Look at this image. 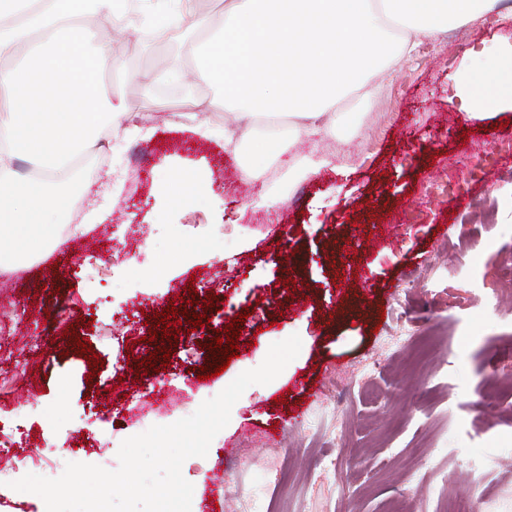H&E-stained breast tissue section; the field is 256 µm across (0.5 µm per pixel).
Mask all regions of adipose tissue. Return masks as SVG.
I'll return each mask as SVG.
<instances>
[{
  "label": "adipose tissue",
  "instance_id": "1",
  "mask_svg": "<svg viewBox=\"0 0 512 512\" xmlns=\"http://www.w3.org/2000/svg\"><path fill=\"white\" fill-rule=\"evenodd\" d=\"M116 0H0V46L25 42L26 58L0 67V269L27 258L57 233L68 209L66 194L51 186L69 179L102 132L121 130L123 102L104 95V73L115 67L114 31H133ZM497 0H230L224 25L201 43L203 76L218 77L222 91L189 111L238 106L224 127V144L240 140L266 157L280 155L276 125L288 115L317 134L338 126L329 107L353 90L372 100L373 67L389 69L424 39L492 11ZM459 108L480 118L492 102L512 108V57L497 56L469 69L455 85ZM38 177L23 179L16 159Z\"/></svg>",
  "mask_w": 512,
  "mask_h": 512
}]
</instances>
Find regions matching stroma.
I'll return each instance as SVG.
<instances>
[{
	"instance_id": "stroma-1",
	"label": "stroma",
	"mask_w": 512,
	"mask_h": 512,
	"mask_svg": "<svg viewBox=\"0 0 512 512\" xmlns=\"http://www.w3.org/2000/svg\"><path fill=\"white\" fill-rule=\"evenodd\" d=\"M226 2L206 0L162 48L128 34L138 65L112 86L125 131L105 160L88 148L55 241L0 282L12 313L0 323V424L15 455L67 439L95 463L129 419L191 415L296 334L297 358L248 387L207 455L184 461L200 512H392L401 499L407 512H443L452 497L512 512V392L495 394L493 418L473 407L491 370L512 374L501 357L512 304L497 303L512 292L497 274L512 262V110L469 119L451 101L471 47L512 46V18L500 2L423 41L414 60L375 75L372 103L332 105L335 132L311 136L283 117L282 154L245 179L250 146L225 149L223 113L158 107L170 85L137 77L177 69L183 96L217 95L184 43L195 24L222 26ZM312 152L328 161L318 174L284 190L266 180ZM135 155L145 183L113 192ZM274 192L279 204L256 207ZM90 240L108 264L85 252ZM169 307L182 323L174 338L160 320ZM198 314L208 321L196 331ZM404 328L434 337L433 353L398 347ZM361 372L371 392L350 386ZM160 379L167 403L154 409Z\"/></svg>"
}]
</instances>
